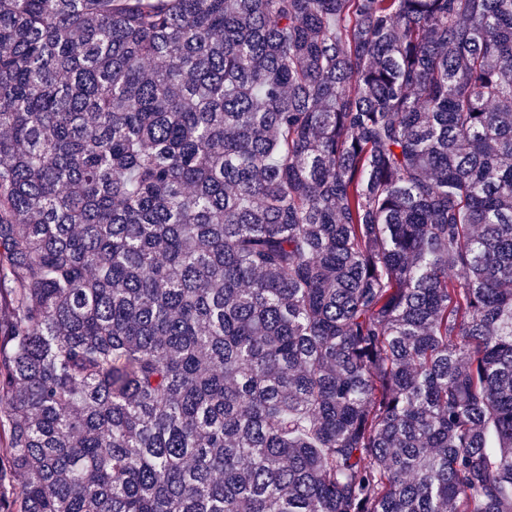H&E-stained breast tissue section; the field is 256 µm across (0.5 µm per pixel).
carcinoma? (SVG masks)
Returning <instances> with one entry per match:
<instances>
[{"mask_svg":"<svg viewBox=\"0 0 512 512\" xmlns=\"http://www.w3.org/2000/svg\"><path fill=\"white\" fill-rule=\"evenodd\" d=\"M15 512H512V0H0Z\"/></svg>","mask_w":512,"mask_h":512,"instance_id":"carcinoma-1","label":"carcinoma"}]
</instances>
